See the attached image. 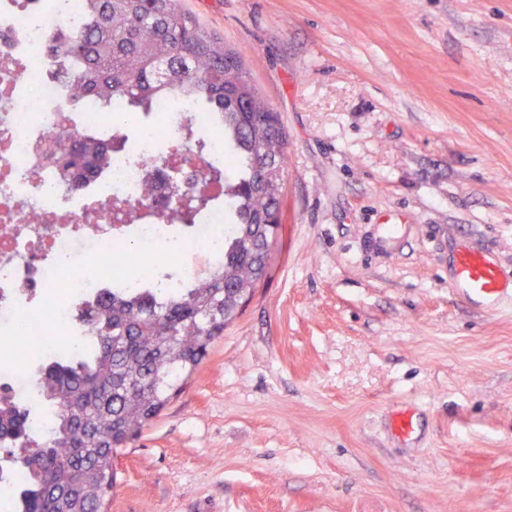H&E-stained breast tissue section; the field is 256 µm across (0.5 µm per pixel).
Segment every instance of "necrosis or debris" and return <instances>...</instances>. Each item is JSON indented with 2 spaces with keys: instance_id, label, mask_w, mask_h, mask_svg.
Listing matches in <instances>:
<instances>
[{
  "instance_id": "obj_1",
  "label": "necrosis or debris",
  "mask_w": 512,
  "mask_h": 512,
  "mask_svg": "<svg viewBox=\"0 0 512 512\" xmlns=\"http://www.w3.org/2000/svg\"><path fill=\"white\" fill-rule=\"evenodd\" d=\"M80 0H61L51 23L34 24L14 0H0V392L28 394L37 364L61 331L77 332L81 301L119 283L149 281L159 269L180 204L153 157L159 143L197 151L193 129L205 113L171 93L149 119L120 120V104L86 100L67 109L56 60L46 45L57 28L81 24ZM70 127L122 140L105 171L63 180L49 159L53 136ZM121 207L116 224L111 211ZM224 205L209 203L187 227L202 259L181 265L180 284L197 281L224 251Z\"/></svg>"
}]
</instances>
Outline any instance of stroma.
I'll list each match as a JSON object with an SVG mask.
<instances>
[{
  "label": "stroma",
  "instance_id": "stroma-1",
  "mask_svg": "<svg viewBox=\"0 0 512 512\" xmlns=\"http://www.w3.org/2000/svg\"><path fill=\"white\" fill-rule=\"evenodd\" d=\"M178 3L280 115L282 224L107 512H512V312L450 290L512 287V0ZM454 292L470 303L492 311L512 304L511 294L505 296V280L502 269L485 253L470 247H461L454 258Z\"/></svg>",
  "mask_w": 512,
  "mask_h": 512
}]
</instances>
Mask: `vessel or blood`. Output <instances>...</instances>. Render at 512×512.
Instances as JSON below:
<instances>
[{"label":"vessel or blood","instance_id":"obj_1","mask_svg":"<svg viewBox=\"0 0 512 512\" xmlns=\"http://www.w3.org/2000/svg\"><path fill=\"white\" fill-rule=\"evenodd\" d=\"M454 292L470 303L492 311L512 306L502 269L485 253L461 247L454 258Z\"/></svg>","mask_w":512,"mask_h":512}]
</instances>
